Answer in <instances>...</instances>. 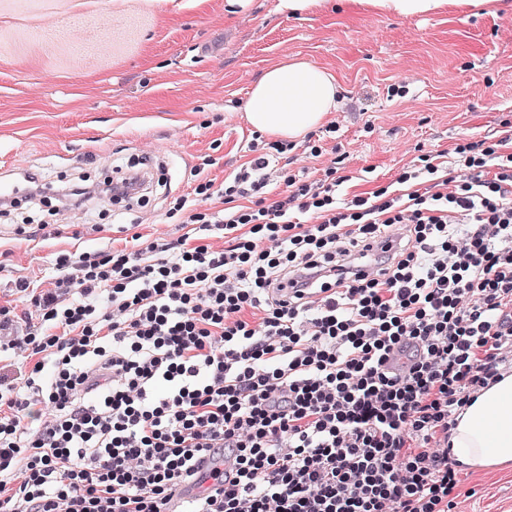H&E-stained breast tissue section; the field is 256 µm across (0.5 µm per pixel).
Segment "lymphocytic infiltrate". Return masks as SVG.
Here are the masks:
<instances>
[{
    "label": "lymphocytic infiltrate",
    "mask_w": 512,
    "mask_h": 512,
    "mask_svg": "<svg viewBox=\"0 0 512 512\" xmlns=\"http://www.w3.org/2000/svg\"><path fill=\"white\" fill-rule=\"evenodd\" d=\"M286 149L250 144L223 214L177 199L199 231L164 257L62 253L53 287L16 283L39 326L0 308L28 390L0 374V512H456L448 433L512 368V126L421 156L404 196L338 199L331 165L267 198Z\"/></svg>",
    "instance_id": "f902f5d3"
}]
</instances>
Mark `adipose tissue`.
Wrapping results in <instances>:
<instances>
[{"label": "adipose tissue", "mask_w": 512, "mask_h": 512, "mask_svg": "<svg viewBox=\"0 0 512 512\" xmlns=\"http://www.w3.org/2000/svg\"><path fill=\"white\" fill-rule=\"evenodd\" d=\"M355 12L366 8L387 18H410L467 8L478 13L507 9V0H278L280 13L301 17L328 4ZM342 87L335 75L292 58L265 69L253 84L245 119L257 132L295 140L320 126L335 111ZM451 457L466 469L483 471L512 465V370L479 389L462 408L448 437Z\"/></svg>", "instance_id": "1"}]
</instances>
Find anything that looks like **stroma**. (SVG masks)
<instances>
[{"instance_id": "stroma-1", "label": "stroma", "mask_w": 512, "mask_h": 512, "mask_svg": "<svg viewBox=\"0 0 512 512\" xmlns=\"http://www.w3.org/2000/svg\"><path fill=\"white\" fill-rule=\"evenodd\" d=\"M253 0H0V177L7 167L50 188L111 174L150 156L157 175L140 202L95 199L84 209L23 202L0 213V307L25 331L19 280L48 287L58 252H93L188 232L170 215L198 176L222 185L251 154L244 106L270 65L297 57L332 72L343 92L310 158L303 140L271 169L322 178L336 156L340 198L393 182L420 153L451 151L512 121V11L386 18L324 10L279 13ZM409 80L405 96L391 87ZM462 512H512V470L462 474Z\"/></svg>"}]
</instances>
